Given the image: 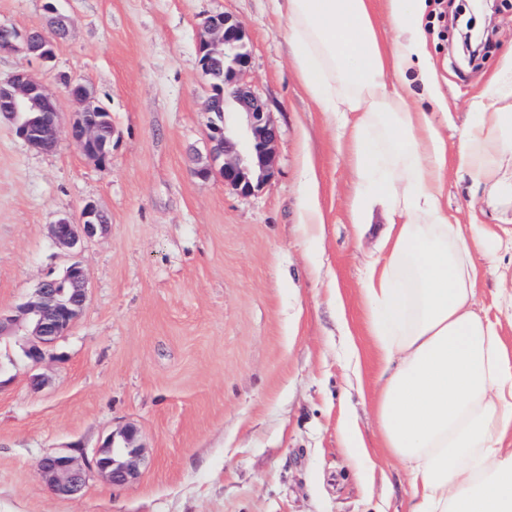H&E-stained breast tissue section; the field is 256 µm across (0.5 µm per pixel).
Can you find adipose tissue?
I'll list each match as a JSON object with an SVG mask.
<instances>
[{
    "label": "adipose tissue",
    "instance_id": "adipose-tissue-1",
    "mask_svg": "<svg viewBox=\"0 0 512 512\" xmlns=\"http://www.w3.org/2000/svg\"><path fill=\"white\" fill-rule=\"evenodd\" d=\"M288 20L309 96L344 118L356 178L358 234L375 213L383 258L365 273L368 330L383 363L372 403L381 447L410 475L408 512H512V352L501 322L475 309V253L501 237L445 211L448 143L431 113L412 111L403 70L425 55L421 0H388L385 41L369 0H273ZM493 111L473 113L459 167L488 205L512 201V82Z\"/></svg>",
    "mask_w": 512,
    "mask_h": 512
}]
</instances>
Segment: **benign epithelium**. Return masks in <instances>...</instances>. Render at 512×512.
Wrapping results in <instances>:
<instances>
[{"label": "benign epithelium", "mask_w": 512, "mask_h": 512, "mask_svg": "<svg viewBox=\"0 0 512 512\" xmlns=\"http://www.w3.org/2000/svg\"><path fill=\"white\" fill-rule=\"evenodd\" d=\"M40 38H32L30 31L14 33V38L0 45L3 51L22 48L26 53L49 62L57 34H69V19L54 11L52 16L38 22ZM201 41L210 48V55L224 58V90L222 99L231 100L236 112L246 115L248 135L241 142L233 135L228 123L209 129L211 163L223 160L219 168L224 186L242 195L254 193L272 175L273 147L278 139L276 126L269 119L260 98L243 80L250 68L248 34L244 27L227 15L214 16L205 21ZM65 91L80 110L67 122H62L56 99L31 72L18 70L0 81V104L9 111L18 112L27 107L32 111H50L54 125L47 133L18 131L17 136L30 148L49 152L56 148L62 129L87 158L100 162L109 152L96 148L98 130L86 123V115L97 112L92 88L85 82L68 78ZM106 213L94 203H87L77 217H63L48 225L55 245L66 253H73L85 238H91L109 228ZM88 276L84 264L74 259L58 277L42 280L34 293L10 312L0 311V338L24 332L22 354L32 367L40 366L49 349L65 336L83 313L87 302ZM138 430L127 426L119 435H110L92 456L79 462L68 450L43 456L38 464L41 478L49 490L61 497L73 496L83 489L88 471L99 472L114 486L127 485L140 475L143 447L136 444Z\"/></svg>", "instance_id": "1"}]
</instances>
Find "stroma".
Listing matches in <instances>:
<instances>
[{"label": "stroma", "instance_id": "35a3bbf8", "mask_svg": "<svg viewBox=\"0 0 512 512\" xmlns=\"http://www.w3.org/2000/svg\"><path fill=\"white\" fill-rule=\"evenodd\" d=\"M51 8L71 19L52 61L0 52V79L31 71L67 115L77 105L61 78H82L112 115V151L99 164L64 136L41 153L0 119V310L67 266L48 232L59 216L92 201L112 228L83 242L88 301L52 358L31 369L22 336L0 340V512H408L402 465L378 451L373 465L359 463L341 431L352 419L377 450L369 395L380 364L361 288L381 252L376 234L356 235L352 146L308 96L285 19L269 0H0V25L22 31ZM455 9L424 0L434 94L414 70L393 80L414 110L434 112L436 97L448 106L434 114L448 140L449 212L463 224L474 214L507 224L512 205L485 204L458 170V149L474 104H490L512 65V0H495L491 49L471 62ZM219 14L246 28L245 81L279 130L274 175L250 196L219 174H193L211 119L200 32ZM310 164L319 233L300 221ZM479 266L477 311L506 319L512 239ZM128 425L147 457L134 483L93 472L77 495L49 492L38 471L45 454L75 444L92 452Z\"/></svg>", "mask_w": 512, "mask_h": 512}]
</instances>
